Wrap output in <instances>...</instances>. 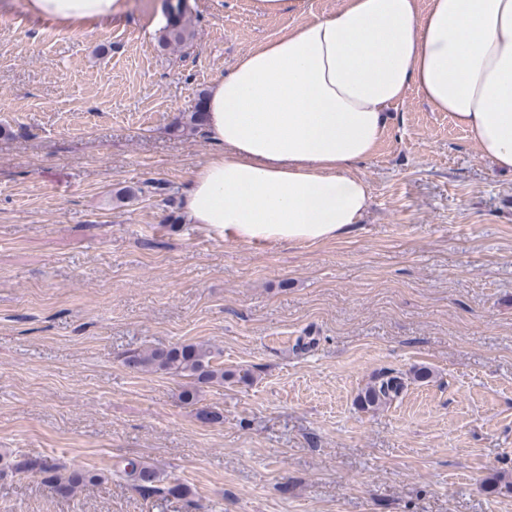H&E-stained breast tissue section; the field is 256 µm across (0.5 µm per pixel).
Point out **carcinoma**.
<instances>
[{
    "mask_svg": "<svg viewBox=\"0 0 512 512\" xmlns=\"http://www.w3.org/2000/svg\"><path fill=\"white\" fill-rule=\"evenodd\" d=\"M167 20L159 35L163 47L184 46L195 37V30L186 18L184 0H167ZM217 353L205 344H173L164 347L146 348L126 357L128 366L139 371H162L189 379L179 394L186 405L200 402L201 387L206 384H222L227 379L239 383L249 381V374L230 373L213 364ZM431 371L415 367L407 373L383 371L375 374L356 398L358 407L365 411H377L397 399L408 384L425 382ZM120 472L131 483L135 491L146 501L168 502L172 499L187 500L191 492L183 483L164 478L152 463L141 459H129L119 465ZM10 471L16 474L33 473L41 477L44 485L63 497L74 495L88 483L99 482L102 475L82 467L59 464L53 460L21 456L10 464Z\"/></svg>",
    "mask_w": 512,
    "mask_h": 512,
    "instance_id": "carcinoma-1",
    "label": "carcinoma"
}]
</instances>
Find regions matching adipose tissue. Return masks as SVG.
I'll use <instances>...</instances> for the list:
<instances>
[{"instance_id": "adipose-tissue-1", "label": "adipose tissue", "mask_w": 512, "mask_h": 512, "mask_svg": "<svg viewBox=\"0 0 512 512\" xmlns=\"http://www.w3.org/2000/svg\"><path fill=\"white\" fill-rule=\"evenodd\" d=\"M341 0L239 56L211 87L204 136L218 151L182 197L192 223L243 243H315L351 232L369 186L355 166L408 91L512 171V0ZM87 22L122 0H30Z\"/></svg>"}]
</instances>
